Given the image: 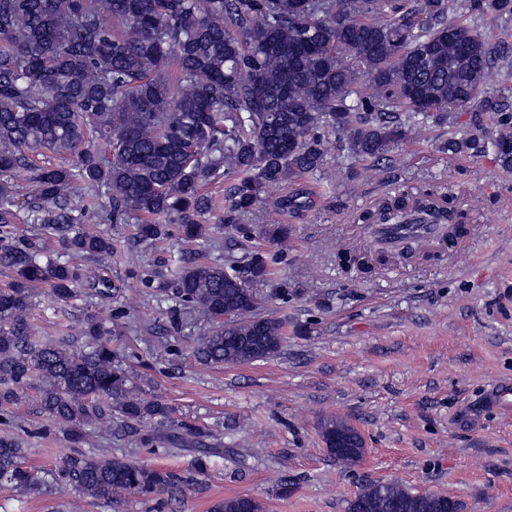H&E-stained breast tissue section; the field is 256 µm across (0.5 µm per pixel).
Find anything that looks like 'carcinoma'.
Here are the masks:
<instances>
[{"instance_id":"obj_1","label":"carcinoma","mask_w":512,"mask_h":512,"mask_svg":"<svg viewBox=\"0 0 512 512\" xmlns=\"http://www.w3.org/2000/svg\"><path fill=\"white\" fill-rule=\"evenodd\" d=\"M450 7V0H0V175L30 181L33 223L99 265L111 259L112 240L81 228L98 200L110 202L102 220L135 221L145 239H163L177 224L187 239L204 242L203 218L215 206L205 185L224 181L225 209L245 216L267 188L321 172L322 126L336 129L350 163L393 162L391 152L429 123L480 101L497 132L443 149L491 150L512 165V108L479 100L494 56L475 30L448 20ZM106 13L113 24L104 22ZM449 28L458 38H448ZM44 151L72 161L33 163ZM81 188L86 203L78 209L72 200ZM14 206L13 186L1 182L0 266L13 276L0 288V426L12 425L8 406L33 387L37 411L79 448L54 469H35L6 432L0 486L21 495L70 490L109 505L123 495L171 497L186 482L179 472L80 444L130 437L154 455L167 446L203 448L210 434L139 432L146 420L168 421L169 410L133 393L96 319L85 322L75 350L64 341H32L35 284H48L62 307L82 284L108 298L113 289L79 265L13 241ZM413 209L468 233L464 216L432 192L388 197L364 221L403 227ZM265 235L279 253L288 250L286 226ZM279 253L210 264L183 254L146 282L156 284L171 325L208 324L193 347L201 363L250 364L280 352L286 323L256 314L253 293L239 281L273 279ZM340 258L348 270H374L360 254ZM320 430L338 462L350 468L360 461L364 439L350 423L328 416ZM210 512L264 506L235 496ZM347 512H461V504L368 480Z\"/></svg>"}]
</instances>
